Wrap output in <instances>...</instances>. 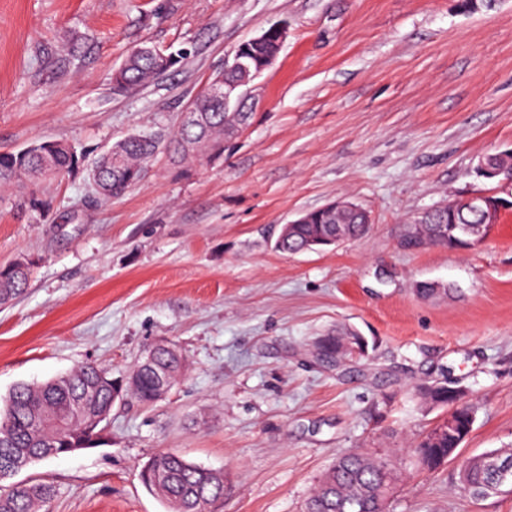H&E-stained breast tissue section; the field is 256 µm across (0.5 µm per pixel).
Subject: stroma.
<instances>
[{
  "label": "stroma",
  "mask_w": 512,
  "mask_h": 512,
  "mask_svg": "<svg viewBox=\"0 0 512 512\" xmlns=\"http://www.w3.org/2000/svg\"><path fill=\"white\" fill-rule=\"evenodd\" d=\"M275 23L287 36L223 156L160 153L121 198L92 190L87 165L126 134L175 129ZM143 44L187 55L116 92ZM43 140L82 165L0 189V267L33 263L0 307V400L86 363L127 378L160 341L184 368L161 400L115 404L105 444L18 473L54 486L42 512H167L140 472L168 450L223 471L207 512H301L349 451L392 464L387 512H512V496L460 483L468 458L512 449V210L471 250L397 246L427 211L507 193L476 166L512 149V0H0V153ZM338 199L369 212L366 236L274 251L283 224ZM432 281L444 292L417 294ZM351 332L365 356L317 360L318 338ZM431 378L476 421L428 471L410 449L446 414L419 391Z\"/></svg>",
  "instance_id": "1"
}]
</instances>
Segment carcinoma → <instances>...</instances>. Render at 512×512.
Wrapping results in <instances>:
<instances>
[{
	"mask_svg": "<svg viewBox=\"0 0 512 512\" xmlns=\"http://www.w3.org/2000/svg\"><path fill=\"white\" fill-rule=\"evenodd\" d=\"M184 59V53L170 52L152 45L133 49L112 73L114 88L127 92L149 84L174 70ZM197 123H183L175 133L163 128L138 132L115 143L114 156L104 161L92 180L96 192L105 198H119L145 176V163L164 149L172 156L186 155L184 144L193 142L201 152L216 158L224 152V136L229 134L224 102L206 95L195 100ZM81 154L75 146L57 142V149L44 160L38 148L28 147L18 152L0 154V183L26 176L63 175L79 165ZM422 232L429 242L448 246L450 239L440 234L441 217L433 214L421 217ZM448 221L457 224H480L482 214L461 207L448 206ZM335 232L336 225H350V238L367 235L371 225L360 217L345 213L328 215L311 211L307 224L297 225L294 235L275 240V249L282 254H296L304 241L315 231ZM29 283L24 269L0 267V305L5 306L21 296ZM183 369V357L173 348H159L152 361L140 362L136 368L139 386L134 397L142 403L154 402L159 375L176 382ZM111 374L94 363H87L64 376L42 384L17 385L3 406L0 422L9 424L0 429V482L12 478L19 467L57 457L66 447L75 446L82 437L86 417L111 407V391L107 378ZM451 385L446 381H427L422 390L431 404L447 407L456 421L448 433L430 431L422 442L411 449L420 465L452 458L463 440L473 429L469 419L471 407L456 404L448 396ZM153 471L141 478L143 485L161 498L169 512H206L210 502L224 495V473L201 467L175 452H165L152 458ZM512 464L511 450H494L469 458L462 466L460 479L465 491L474 498H487L504 490L512 492V482L502 486L497 482L499 468ZM393 468L385 461L358 452L338 455L325 472L315 492L307 499L304 512H384V502L394 489ZM55 489L47 483H13L0 489V512H37L49 502Z\"/></svg>",
	"mask_w": 512,
	"mask_h": 512,
	"instance_id": "carcinoma-1",
	"label": "carcinoma"
}]
</instances>
